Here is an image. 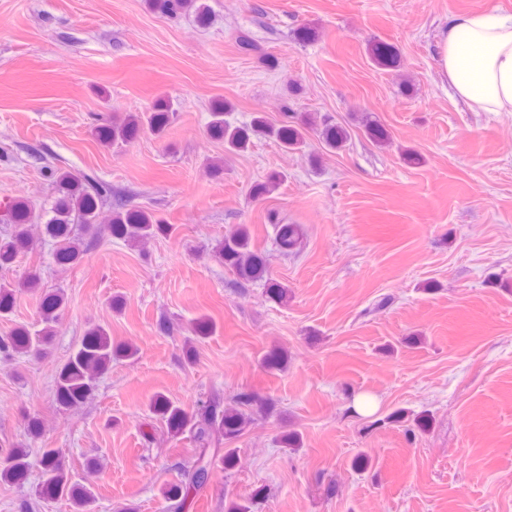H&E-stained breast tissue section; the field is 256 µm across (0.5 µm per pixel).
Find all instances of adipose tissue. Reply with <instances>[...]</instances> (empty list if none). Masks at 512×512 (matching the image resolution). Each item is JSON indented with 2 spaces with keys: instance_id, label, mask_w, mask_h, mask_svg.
<instances>
[{
  "instance_id": "ef3b65f1",
  "label": "adipose tissue",
  "mask_w": 512,
  "mask_h": 512,
  "mask_svg": "<svg viewBox=\"0 0 512 512\" xmlns=\"http://www.w3.org/2000/svg\"><path fill=\"white\" fill-rule=\"evenodd\" d=\"M436 65L474 112H512V15L456 14L437 46Z\"/></svg>"
}]
</instances>
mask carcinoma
<instances>
[{
    "label": "carcinoma",
    "mask_w": 512,
    "mask_h": 512,
    "mask_svg": "<svg viewBox=\"0 0 512 512\" xmlns=\"http://www.w3.org/2000/svg\"><path fill=\"white\" fill-rule=\"evenodd\" d=\"M148 7L169 17L193 12L197 21H208V9L203 0H146ZM369 55L380 69L399 67L398 51L390 43H371ZM231 106L226 102L215 103L210 111L207 132L210 137L224 144V151L238 154L248 149L254 136H263L276 142L285 152L300 150L307 145L308 134L315 132L325 150L334 152L346 144L349 132L336 123L324 122L316 127L311 114L304 113L291 123L273 124L261 114H255L250 123L236 125L226 119ZM175 112L174 102L159 97L147 113H127L103 120L95 125L92 134L104 146H117L136 139L147 129L160 137L166 131ZM364 127L367 135L376 142L390 139L388 130L378 121L367 118ZM55 197L51 204L36 213L31 201L15 197L0 208V223L13 226L11 234L0 238V271L14 267L18 257L31 247L29 225L40 223L43 233L55 244L54 257L58 264H79L87 243L82 234H91L99 221V207L110 193L108 184L70 171H52ZM283 181V175L273 172L266 181L251 187L250 196L259 200L271 193ZM174 231L171 224L163 222L152 213L141 209H127L122 205L112 210L110 232L112 237L131 246L143 245L159 236ZM303 230L299 224H275L274 243L285 254L300 251ZM213 253L224 266L234 271L244 282L264 281L270 298L284 302L288 289L268 281L265 254L256 248L248 225L238 224L217 241ZM40 275L28 271L19 281L0 282V317H7L13 310L15 291L18 288H39ZM66 297L59 291L41 292L39 302L42 328L32 330L25 325L15 328L11 336L0 339V353L5 355L39 353L46 350L55 336V324L65 307ZM137 350L127 344L112 341L109 332L95 326L89 329L81 343L72 350L67 361L57 371L54 387L57 406L67 410L84 403L97 388L101 375L112 367V362L134 357ZM264 364L271 370H281L288 361L282 349L268 351ZM150 411L161 418L171 436L189 434L196 447V458L188 465L177 466L176 481L162 490L165 512H185L192 494L198 493L207 483L215 460H220L227 470L235 467L237 449L231 444L253 424L254 415H265L264 400L253 394H239L235 405L226 406L220 393L212 392L198 402L192 411L187 410L161 392L149 401ZM40 481L36 496L42 500L60 497L71 501L74 512H90L92 503L88 487L71 481L59 453L53 448L43 450L39 460ZM30 468L29 450L23 446L11 449L0 460V480L22 483Z\"/></svg>",
    "instance_id": "1"
}]
</instances>
